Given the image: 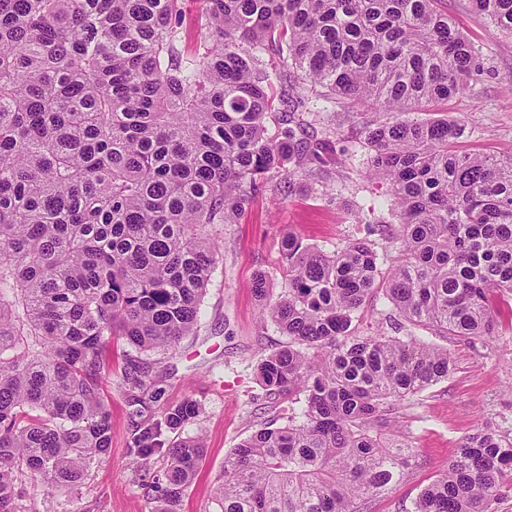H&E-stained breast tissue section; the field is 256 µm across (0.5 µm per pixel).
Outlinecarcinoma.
Masks as SVG:
<instances>
[{"mask_svg": "<svg viewBox=\"0 0 512 512\" xmlns=\"http://www.w3.org/2000/svg\"><path fill=\"white\" fill-rule=\"evenodd\" d=\"M188 0H0V512H21L17 477L76 487L111 449L108 352L122 340L173 352L195 332L224 255L212 224H236L275 173L339 164L292 66L317 96L392 116L363 126L369 171L400 217L375 242L326 254L282 239L288 288L254 294L288 344L257 368L268 425L225 457L216 512H366L417 466L394 428L402 401L448 379L446 339L512 322V153H460L465 125L410 117L483 71L437 0H200L207 35L180 50ZM512 34V0H472ZM269 53L282 69L268 72ZM283 103L280 132L266 116ZM406 335L358 332L368 302ZM146 370L123 386L137 460L166 450L152 512H179L203 460L185 398L162 407ZM279 420L284 424L275 426ZM512 482V437L479 430L402 512H487Z\"/></svg>", "mask_w": 512, "mask_h": 512, "instance_id": "cac0c4a2", "label": "carcinoma"}]
</instances>
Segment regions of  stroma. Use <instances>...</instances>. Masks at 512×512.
<instances>
[{"label": "stroma", "instance_id": "stroma-1", "mask_svg": "<svg viewBox=\"0 0 512 512\" xmlns=\"http://www.w3.org/2000/svg\"><path fill=\"white\" fill-rule=\"evenodd\" d=\"M455 25L479 47L484 71L460 95L431 105L424 116L464 123L466 134L455 148L461 152L499 154L512 150V35L502 33L477 13L470 0H441ZM319 129L330 131L343 164L328 177L329 187L294 175V189L281 195L265 188L252 195L238 224L210 229L224 254L211 275L200 306L194 335L184 337L175 352L136 353L124 342L112 348L110 398L112 443L89 475L74 489L48 491L21 477L22 503L28 512H151L154 491L135 480L129 453V407L119 385L130 357L149 368L148 384L161 403L185 397L204 412L185 434L202 435L206 456L188 487L180 512H215L213 491L224 475V459L232 448L259 429L265 418L254 399L260 388L258 362L287 343L277 327L262 319L252 289L257 273H265L274 292L287 282L281 238L290 231L331 253L356 238L371 237L379 224H398L390 206V186L367 177L369 149L359 130L369 114L340 98H314ZM455 369L444 381L411 396L400 418L418 464L375 499L371 512H397L455 458L462 439L490 426L512 435V327L496 335L463 341L448 338Z\"/></svg>", "mask_w": 512, "mask_h": 512}]
</instances>
